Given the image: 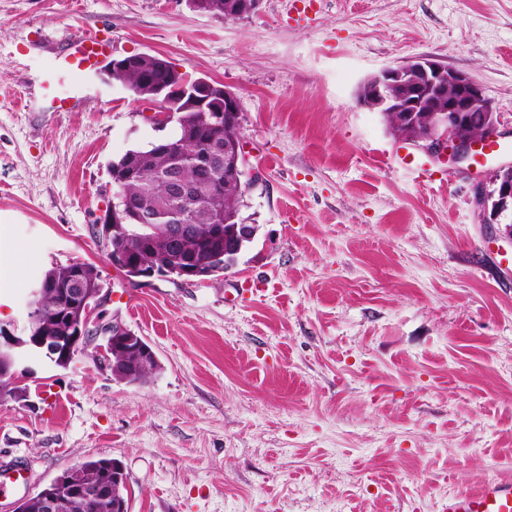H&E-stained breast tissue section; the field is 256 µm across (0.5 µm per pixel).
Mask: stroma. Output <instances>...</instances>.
Listing matches in <instances>:
<instances>
[{"label":"stroma","instance_id":"35a3bbf8","mask_svg":"<svg viewBox=\"0 0 512 512\" xmlns=\"http://www.w3.org/2000/svg\"><path fill=\"white\" fill-rule=\"evenodd\" d=\"M87 31L112 50L57 85L77 111L29 96ZM136 53L240 101L259 229L205 283L131 281L94 242L110 163L175 131L107 75ZM410 58L468 74L512 141V0H262L235 21L187 0H0V325L23 335L46 270L87 263L158 363L126 384L24 357L0 465L28 475L0 512L89 458L121 462L129 512H443L512 477V229L474 203L494 166L451 168L358 102Z\"/></svg>","mask_w":512,"mask_h":512}]
</instances>
